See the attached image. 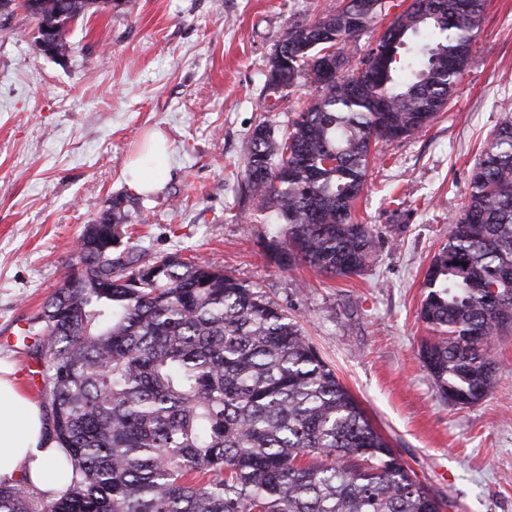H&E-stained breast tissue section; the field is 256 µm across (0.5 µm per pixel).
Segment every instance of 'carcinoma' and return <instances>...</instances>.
I'll return each instance as SVG.
<instances>
[{"instance_id":"obj_1","label":"carcinoma","mask_w":512,"mask_h":512,"mask_svg":"<svg viewBox=\"0 0 512 512\" xmlns=\"http://www.w3.org/2000/svg\"><path fill=\"white\" fill-rule=\"evenodd\" d=\"M116 0H23L57 29L55 57L75 51L70 26ZM411 0L350 65L348 46L385 0H343L334 13L289 24L268 64L275 112L301 81L318 93L279 137L267 120L249 135L245 187L282 229L263 244L296 263L348 277L373 260L355 221L371 156L418 134L448 107L471 59L485 0ZM112 199L99 238L81 235L61 285L25 335L44 366L49 439L66 449L68 491L35 502L0 483V512H441L376 430L360 402L276 302L224 268L178 254L148 260ZM459 264H454V261ZM512 117L473 167L448 243L433 257L420 351L438 394L484 397L485 346L512 306ZM497 285L495 298L488 289Z\"/></svg>"}]
</instances>
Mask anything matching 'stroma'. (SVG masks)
<instances>
[{"label": "stroma", "mask_w": 512, "mask_h": 512, "mask_svg": "<svg viewBox=\"0 0 512 512\" xmlns=\"http://www.w3.org/2000/svg\"><path fill=\"white\" fill-rule=\"evenodd\" d=\"M340 3L131 0L73 24L64 60L38 49L24 10L0 15V364L39 399L33 355L13 333L67 274L85 224L125 195L148 217L128 228L138 251L207 259L281 305L445 512H512V327L487 347L494 383L474 405L441 399L419 358L425 272L512 109V0H486L447 109L372 164L354 214L374 229L373 262L327 278L266 254L274 226L242 177L255 125L284 134L315 92L303 86L265 110L268 62L289 22ZM155 132L166 139L162 182L145 195L129 165Z\"/></svg>", "instance_id": "stroma-1"}]
</instances>
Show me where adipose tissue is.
Instances as JSON below:
<instances>
[{
  "instance_id": "obj_1",
  "label": "adipose tissue",
  "mask_w": 512,
  "mask_h": 512,
  "mask_svg": "<svg viewBox=\"0 0 512 512\" xmlns=\"http://www.w3.org/2000/svg\"><path fill=\"white\" fill-rule=\"evenodd\" d=\"M65 456V449L48 440L40 406L0 366V482L23 478L45 499L58 498L69 486L68 476L55 474Z\"/></svg>"
}]
</instances>
